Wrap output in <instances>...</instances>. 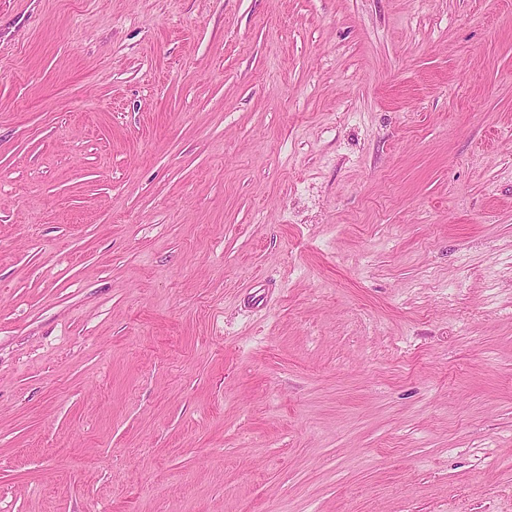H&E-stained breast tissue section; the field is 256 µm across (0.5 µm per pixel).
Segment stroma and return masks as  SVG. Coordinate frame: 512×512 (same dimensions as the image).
<instances>
[{"label":"stroma","instance_id":"obj_1","mask_svg":"<svg viewBox=\"0 0 512 512\" xmlns=\"http://www.w3.org/2000/svg\"><path fill=\"white\" fill-rule=\"evenodd\" d=\"M0 512H512V0H0Z\"/></svg>","mask_w":512,"mask_h":512}]
</instances>
